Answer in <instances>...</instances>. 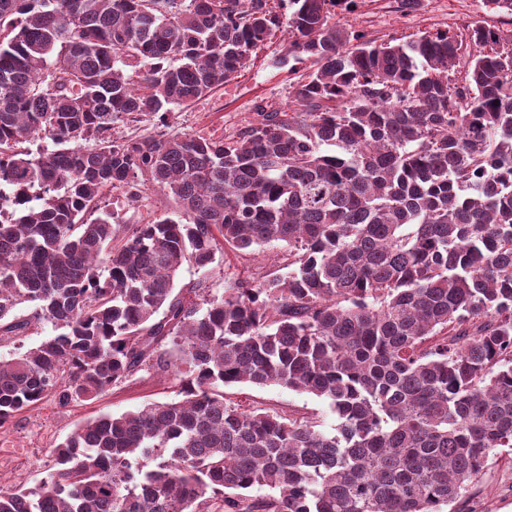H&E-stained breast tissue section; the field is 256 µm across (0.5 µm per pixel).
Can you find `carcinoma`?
I'll return each mask as SVG.
<instances>
[{
    "instance_id": "1",
    "label": "carcinoma",
    "mask_w": 512,
    "mask_h": 512,
    "mask_svg": "<svg viewBox=\"0 0 512 512\" xmlns=\"http://www.w3.org/2000/svg\"><path fill=\"white\" fill-rule=\"evenodd\" d=\"M359 0H0V429L48 397L168 370L176 397L90 419L0 512H443L512 448V30L377 44ZM288 29L282 109L222 140L118 142L238 77ZM57 149L24 151L35 134ZM184 214L125 224L103 192ZM283 272L177 287L221 246ZM28 304L30 314L18 316ZM279 386L336 415L245 410ZM57 333L53 325L49 322H43L30 327L21 337L19 342L15 344H2L0 346V355L10 358L18 352H23L27 348L38 344L46 337L53 336ZM226 398L246 408L273 407L292 411L317 422L319 429L330 432L336 416L327 404L311 395L298 393L278 386L255 387L237 385L225 389Z\"/></svg>"
}]
</instances>
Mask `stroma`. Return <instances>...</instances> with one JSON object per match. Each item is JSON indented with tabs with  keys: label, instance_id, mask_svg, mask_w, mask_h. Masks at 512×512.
<instances>
[{
	"label": "stroma",
	"instance_id": "obj_1",
	"mask_svg": "<svg viewBox=\"0 0 512 512\" xmlns=\"http://www.w3.org/2000/svg\"><path fill=\"white\" fill-rule=\"evenodd\" d=\"M397 5V0H361L355 12L336 15L335 22L364 31L380 43L395 38L409 40L425 31L452 30L465 21L504 31L512 29V16L487 13L480 0H424L423 9L413 14L402 13ZM287 43V31L278 32L273 43L258 51L253 65L238 78L190 106L175 108L166 118L117 125L113 137L129 139L165 133L219 140L255 121L257 103H290L296 76L275 62ZM100 207L105 212L119 213L129 224H144L161 215H179L172 199L156 189L139 203L129 202L121 192L108 191ZM278 251L275 245L253 251L226 247L208 271L183 265L178 284L187 289L199 284L210 295L220 296L238 279L274 271ZM174 396L172 374L153 370L137 373L95 400L65 405L54 399L44 400L38 407L21 412L6 431L0 432V484L13 489L35 486L52 464V448L86 420L102 414L119 415ZM226 396L250 409L273 407L313 418L326 432L336 423L325 402L278 386L237 385L227 388ZM447 512H512V463L491 456L483 472L462 497L448 505Z\"/></svg>",
	"mask_w": 512,
	"mask_h": 512
}]
</instances>
